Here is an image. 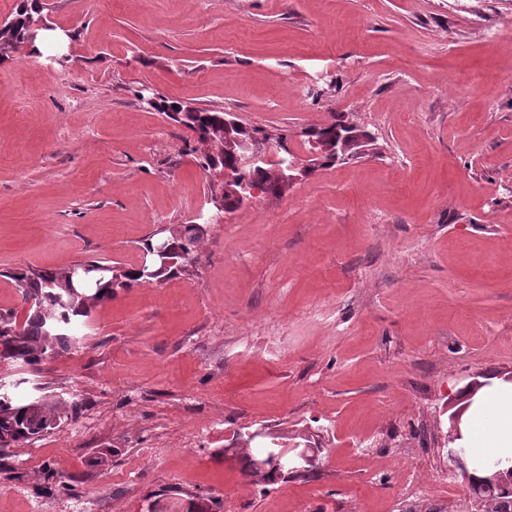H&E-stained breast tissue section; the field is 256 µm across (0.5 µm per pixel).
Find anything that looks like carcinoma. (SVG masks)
Returning a JSON list of instances; mask_svg holds the SVG:
<instances>
[{
    "instance_id": "carcinoma-1",
    "label": "carcinoma",
    "mask_w": 512,
    "mask_h": 512,
    "mask_svg": "<svg viewBox=\"0 0 512 512\" xmlns=\"http://www.w3.org/2000/svg\"><path fill=\"white\" fill-rule=\"evenodd\" d=\"M29 12L16 9L12 16V27L4 31L6 39L22 43L26 19ZM180 102L157 98L152 108L167 118L191 129L202 143L209 139L218 146L224 138V118L228 113L220 109L195 108V111L182 115L177 112ZM198 166L209 174L224 173V167L233 164L231 158L224 160L203 150L197 153ZM241 177L262 187V193L280 195L275 174L264 168L244 167ZM202 237L193 224H180L170 233V255L172 264L165 266L161 261L153 264L154 275L143 277L135 268L118 266L112 273L97 278L92 288L71 285L64 270H41L17 267L6 273L17 288L21 302L25 305L24 317H19L13 309L0 310V361L8 360L25 364L33 369L59 353L71 349L76 342L74 328L91 314L92 309L109 301L121 289L161 282L176 273L183 262L182 254L197 247ZM20 383L12 384V389L0 391V439L7 441L0 445V461L10 457L15 448L40 439L44 433L55 429L64 421L78 414L80 403L62 402L44 398L38 402L34 397L21 398L16 389Z\"/></svg>"
}]
</instances>
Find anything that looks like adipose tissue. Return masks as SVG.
<instances>
[{"label":"adipose tissue","mask_w":512,"mask_h":512,"mask_svg":"<svg viewBox=\"0 0 512 512\" xmlns=\"http://www.w3.org/2000/svg\"><path fill=\"white\" fill-rule=\"evenodd\" d=\"M463 447L474 456L512 458V382L491 380L473 397L463 422Z\"/></svg>","instance_id":"adipose-tissue-1"}]
</instances>
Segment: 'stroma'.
<instances>
[{"label": "stroma", "instance_id": "obj_1", "mask_svg": "<svg viewBox=\"0 0 512 512\" xmlns=\"http://www.w3.org/2000/svg\"><path fill=\"white\" fill-rule=\"evenodd\" d=\"M40 3L69 60H0L2 309L6 271L136 267L204 206L194 135L143 88L298 155L344 118L381 154L258 194L39 371L0 361L82 405L0 466V512H403L410 487L473 512L444 441L464 391L512 375V0ZM260 428L306 436L315 473L248 474L230 444Z\"/></svg>", "mask_w": 512, "mask_h": 512}]
</instances>
